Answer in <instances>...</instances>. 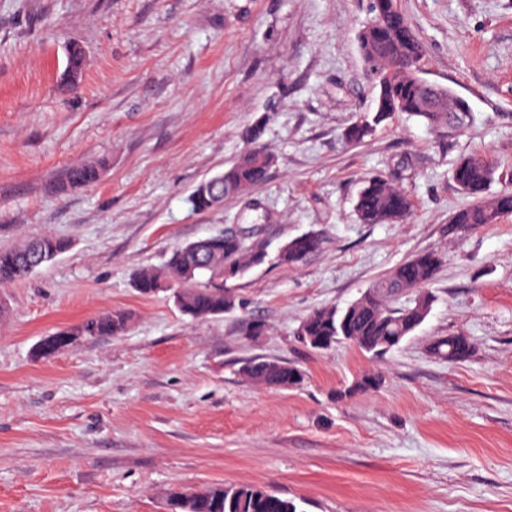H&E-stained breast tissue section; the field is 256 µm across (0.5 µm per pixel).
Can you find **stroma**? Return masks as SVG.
<instances>
[{
    "instance_id": "1",
    "label": "stroma",
    "mask_w": 512,
    "mask_h": 512,
    "mask_svg": "<svg viewBox=\"0 0 512 512\" xmlns=\"http://www.w3.org/2000/svg\"><path fill=\"white\" fill-rule=\"evenodd\" d=\"M425 46L426 80L473 122L445 138L399 115L361 146L343 132L374 108L357 49L370 0H0V250L51 234L70 248L0 284V512H166L168 488L253 485L303 512H512V214L460 237L452 179L478 152L512 190V0H398ZM85 69L63 81L67 50ZM268 178L220 207L189 197L250 147ZM101 164L96 182L69 171ZM414 207L362 224L368 177ZM254 226L264 264L231 281L235 310L194 322L134 275L198 238ZM309 232L296 266L280 247ZM425 251L443 263L416 336L379 359L318 352L295 331ZM115 309L121 336L38 357L39 340ZM259 319L266 330L244 335ZM466 336V361L428 342ZM305 373L257 386L253 357ZM377 390L349 394L364 375ZM323 238L317 233H309L289 241L280 252V260L286 265H297L310 255L320 251ZM449 337H455V336H445V337H438L434 340H432L427 345L428 352L434 356L435 358L448 361V338ZM467 339V349L465 352L461 354H455L452 358V360L448 361V363H458L462 361H466L468 358L471 357L474 347L472 342L466 337Z\"/></svg>"
}]
</instances>
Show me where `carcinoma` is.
Returning a JSON list of instances; mask_svg holds the SVG:
<instances>
[{"label":"carcinoma","mask_w":512,"mask_h":512,"mask_svg":"<svg viewBox=\"0 0 512 512\" xmlns=\"http://www.w3.org/2000/svg\"><path fill=\"white\" fill-rule=\"evenodd\" d=\"M373 22L362 27L358 47L368 78L377 88L373 116L357 118L344 132L346 140L359 145L372 137L377 126L405 113L418 118L427 129L438 135L450 130L462 131L472 121L469 105L445 86L422 77L423 44L410 27L397 5V0H371ZM247 140L255 146L241 154L222 172L224 184L213 191L196 187L189 198L192 209L208 211L223 199L243 193L262 183L274 156L257 144L260 127L246 130ZM497 163L486 155L472 154L461 158L454 170L453 181L458 190L474 199V203L457 210L449 220L451 230L463 235L512 213V192L504 191L486 197L495 180ZM100 169L82 165L71 169L72 185L96 181ZM412 201L403 189L381 175L369 177L357 195L355 211L362 224H400L409 217ZM253 228L237 233L200 238L196 250L185 245L172 251L159 270H145L134 278V288L144 296L155 289L166 288L178 309L193 321L221 316L236 306V296L224 287L230 279L245 276L263 263L265 253L247 243ZM323 238L309 233L289 241L280 252L286 265H297L320 251ZM68 250V242L54 235H44L13 249L0 251V283H11L31 273L29 261L35 257L49 262ZM442 264L438 252H423L397 265L387 276L375 281L358 299L344 307L324 306L313 310L300 323L296 335L310 348L327 350L338 344L352 345L379 358L397 349L414 336L429 314L433 298L421 288L437 274ZM416 289L418 294L410 306H391L394 298ZM130 314L124 310L91 316L63 330L68 336L99 338L121 336L129 327ZM428 352L448 360V337H438L427 345ZM472 342L467 349L451 358L458 363L471 357ZM240 373L250 382L286 388L302 382L304 374L296 366L282 360L256 358L245 363ZM377 375H366L342 393L367 392L378 388ZM166 503L178 512H303L293 499L282 498L272 491L252 485H208L195 490L168 489Z\"/></svg>","instance_id":"1"}]
</instances>
